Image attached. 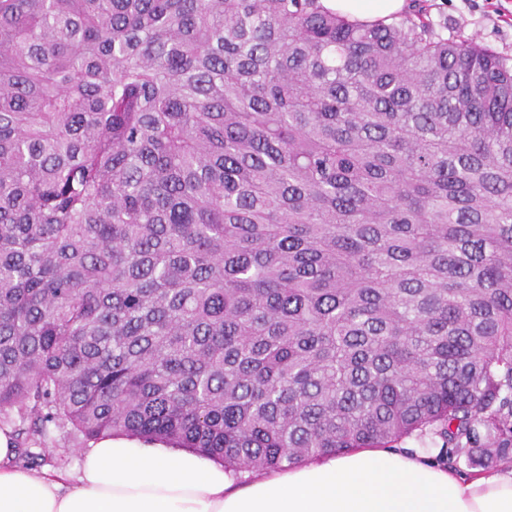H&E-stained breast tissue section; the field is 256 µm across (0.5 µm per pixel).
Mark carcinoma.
<instances>
[{
	"label": "carcinoma",
	"mask_w": 512,
	"mask_h": 512,
	"mask_svg": "<svg viewBox=\"0 0 512 512\" xmlns=\"http://www.w3.org/2000/svg\"><path fill=\"white\" fill-rule=\"evenodd\" d=\"M2 426L511 460L512 59L421 2L0 0ZM325 9L351 22H391L404 10L405 0H321Z\"/></svg>",
	"instance_id": "carcinoma-1"
}]
</instances>
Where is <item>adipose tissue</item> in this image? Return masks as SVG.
<instances>
[{
  "label": "adipose tissue",
  "mask_w": 512,
  "mask_h": 512,
  "mask_svg": "<svg viewBox=\"0 0 512 512\" xmlns=\"http://www.w3.org/2000/svg\"><path fill=\"white\" fill-rule=\"evenodd\" d=\"M351 22H391L405 0H321ZM0 430V512H512V462L491 474L438 450L358 448L259 476L161 442L114 436L84 455L71 488L16 465Z\"/></svg>",
  "instance_id": "1"
}]
</instances>
